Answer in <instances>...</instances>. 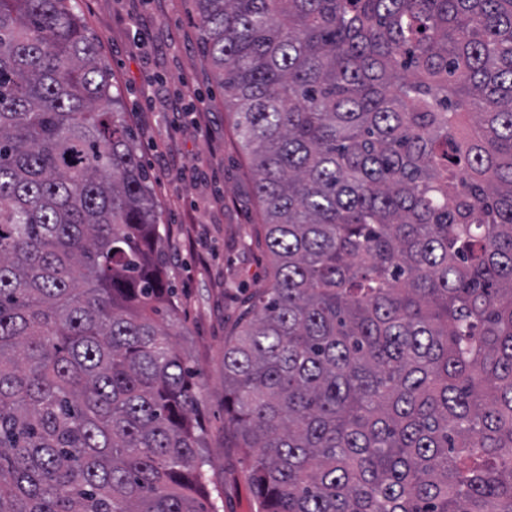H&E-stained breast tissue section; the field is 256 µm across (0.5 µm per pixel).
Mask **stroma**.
<instances>
[{
	"instance_id": "35a3bbf8",
	"label": "stroma",
	"mask_w": 512,
	"mask_h": 512,
	"mask_svg": "<svg viewBox=\"0 0 512 512\" xmlns=\"http://www.w3.org/2000/svg\"><path fill=\"white\" fill-rule=\"evenodd\" d=\"M121 93L164 224L169 285L200 397L208 490L219 512H260L249 462L224 430V338L239 288L269 286L262 215L224 92L200 49L193 0H77Z\"/></svg>"
}]
</instances>
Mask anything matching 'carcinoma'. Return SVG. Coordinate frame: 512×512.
I'll use <instances>...</instances> for the list:
<instances>
[{"label":"carcinoma","instance_id":"carcinoma-1","mask_svg":"<svg viewBox=\"0 0 512 512\" xmlns=\"http://www.w3.org/2000/svg\"><path fill=\"white\" fill-rule=\"evenodd\" d=\"M270 288L262 512H512V0H195ZM72 0H0V512H206L158 204Z\"/></svg>","mask_w":512,"mask_h":512}]
</instances>
